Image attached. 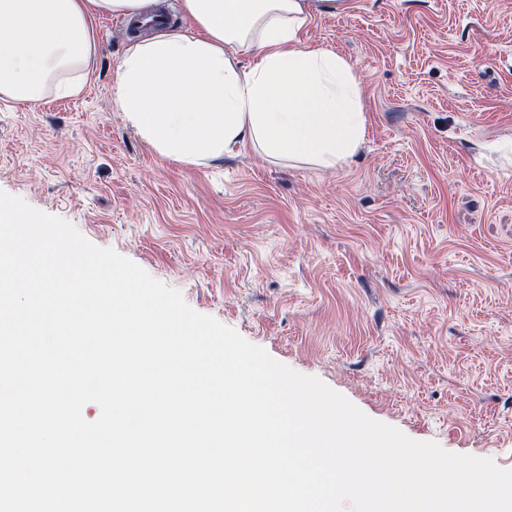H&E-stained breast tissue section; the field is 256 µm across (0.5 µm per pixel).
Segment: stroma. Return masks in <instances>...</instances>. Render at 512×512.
Returning <instances> with one entry per match:
<instances>
[{"label":"stroma","mask_w":512,"mask_h":512,"mask_svg":"<svg viewBox=\"0 0 512 512\" xmlns=\"http://www.w3.org/2000/svg\"><path fill=\"white\" fill-rule=\"evenodd\" d=\"M82 93L0 100V190L179 290L370 418L512 469V0H348L302 37L362 82L327 171L256 146L185 165L112 84L152 37L95 21Z\"/></svg>","instance_id":"obj_1"}]
</instances>
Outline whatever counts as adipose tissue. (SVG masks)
I'll return each mask as SVG.
<instances>
[{
    "label": "adipose tissue",
    "mask_w": 512,
    "mask_h": 512,
    "mask_svg": "<svg viewBox=\"0 0 512 512\" xmlns=\"http://www.w3.org/2000/svg\"><path fill=\"white\" fill-rule=\"evenodd\" d=\"M151 0H0V98L33 103L82 86L101 15L134 18ZM347 0H180L191 29L131 44L113 96L159 154L192 165L251 143L269 157L333 169L359 150L360 80L335 51L306 44L315 13ZM254 53L239 66L237 56Z\"/></svg>",
    "instance_id": "obj_1"
}]
</instances>
